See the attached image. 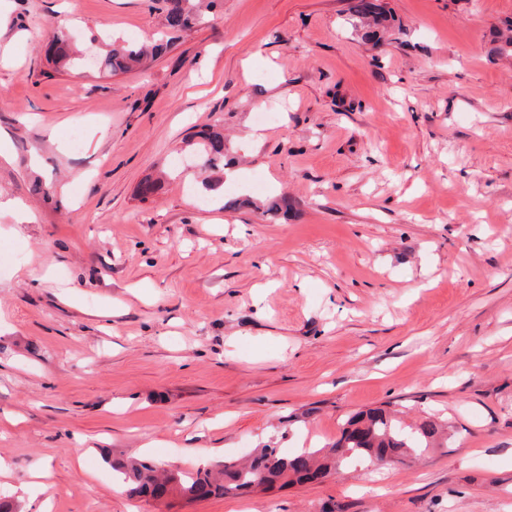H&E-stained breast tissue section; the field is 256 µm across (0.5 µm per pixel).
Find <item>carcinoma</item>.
I'll list each match as a JSON object with an SVG mask.
<instances>
[{
  "instance_id": "cac0c4a2",
  "label": "carcinoma",
  "mask_w": 512,
  "mask_h": 512,
  "mask_svg": "<svg viewBox=\"0 0 512 512\" xmlns=\"http://www.w3.org/2000/svg\"><path fill=\"white\" fill-rule=\"evenodd\" d=\"M152 10L163 19L165 33L148 47L133 39L114 38L112 48L100 57L101 70L114 74L144 66L170 46L173 39L193 31L202 21L195 0H150ZM360 19L371 25L382 24L380 7L370 0H357L353 6ZM49 62L55 68H80L82 57L74 53L70 38L63 32L51 36ZM226 146L219 131L201 134L198 154L204 188L222 184L224 178L214 173L224 170ZM288 198L272 199L266 214L273 220L287 216ZM447 424L429 418L419 425L406 426L393 412L376 407L350 415L341 435L325 448L295 455L265 445L245 460L217 462L186 471L149 458H120L104 454V462L117 474L129 495L154 500L174 494L193 502L212 496L245 495L265 491L280 482L284 485L312 482L336 473V468L355 459H373L380 464L401 462L409 455L447 444Z\"/></svg>"
}]
</instances>
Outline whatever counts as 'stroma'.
I'll return each mask as SVG.
<instances>
[{
    "mask_svg": "<svg viewBox=\"0 0 512 512\" xmlns=\"http://www.w3.org/2000/svg\"><path fill=\"white\" fill-rule=\"evenodd\" d=\"M378 2L375 44L353 0H223L109 75L55 70L49 36L152 39L148 0H0V199L30 217L0 213L19 512H512V0ZM210 126L252 206H198L175 168ZM379 406L446 419L447 447L167 505L114 492L103 460L293 455Z\"/></svg>",
    "mask_w": 512,
    "mask_h": 512,
    "instance_id": "1",
    "label": "stroma"
}]
</instances>
